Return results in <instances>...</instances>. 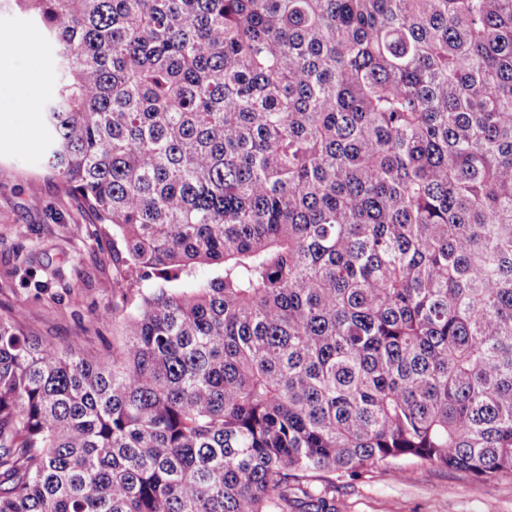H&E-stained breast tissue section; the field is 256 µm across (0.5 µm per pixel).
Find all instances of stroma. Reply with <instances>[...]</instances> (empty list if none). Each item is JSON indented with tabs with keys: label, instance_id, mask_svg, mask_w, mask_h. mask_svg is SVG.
<instances>
[{
	"label": "stroma",
	"instance_id": "obj_1",
	"mask_svg": "<svg viewBox=\"0 0 512 512\" xmlns=\"http://www.w3.org/2000/svg\"><path fill=\"white\" fill-rule=\"evenodd\" d=\"M16 69L37 58L44 74L30 86L33 106L49 94L54 49L44 30L0 2V36ZM18 112H0V313L23 309L29 335L98 356L112 349V324L99 320L112 306V228L98 223L75 193L48 179L42 135L27 137ZM374 467L336 484V512H512V482L485 483L468 474L404 461Z\"/></svg>",
	"mask_w": 512,
	"mask_h": 512
}]
</instances>
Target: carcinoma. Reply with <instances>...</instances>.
Segmentation results:
<instances>
[{
	"mask_svg": "<svg viewBox=\"0 0 512 512\" xmlns=\"http://www.w3.org/2000/svg\"><path fill=\"white\" fill-rule=\"evenodd\" d=\"M14 2L123 271L96 359L0 314V512L512 479V0Z\"/></svg>",
	"mask_w": 512,
	"mask_h": 512,
	"instance_id": "1",
	"label": "carcinoma"
}]
</instances>
